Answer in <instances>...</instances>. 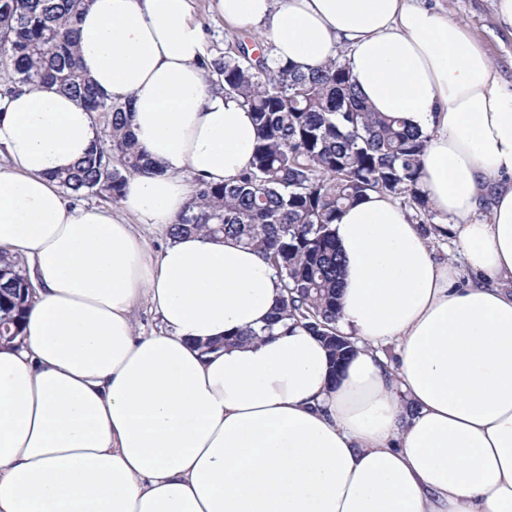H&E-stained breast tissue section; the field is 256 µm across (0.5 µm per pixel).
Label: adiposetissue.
I'll use <instances>...</instances> for the list:
<instances>
[{
	"instance_id": "1",
	"label": "adipose tissue",
	"mask_w": 512,
	"mask_h": 512,
	"mask_svg": "<svg viewBox=\"0 0 512 512\" xmlns=\"http://www.w3.org/2000/svg\"><path fill=\"white\" fill-rule=\"evenodd\" d=\"M216 7L280 63L347 47L371 107L428 134L422 186L463 260L437 263L407 211L368 194L332 226L338 328L356 347L337 379L302 328L235 342L279 305L274 268L201 233L156 253L139 228L176 223L183 172L246 171L252 115L209 80L191 0H87L80 66L131 102L152 167L115 207L74 204L55 175L97 143L91 113L50 86L0 97V252L33 286L20 340L0 348V512H512V292L498 286L512 280V91L420 0ZM486 202L490 222H471ZM142 305L159 330L136 331Z\"/></svg>"
}]
</instances>
